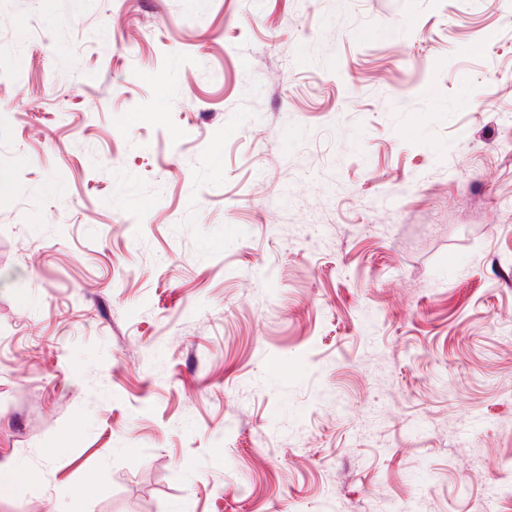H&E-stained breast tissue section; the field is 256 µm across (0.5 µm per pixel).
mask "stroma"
I'll return each instance as SVG.
<instances>
[{
    "label": "stroma",
    "mask_w": 512,
    "mask_h": 512,
    "mask_svg": "<svg viewBox=\"0 0 512 512\" xmlns=\"http://www.w3.org/2000/svg\"><path fill=\"white\" fill-rule=\"evenodd\" d=\"M0 14V512H512V0Z\"/></svg>",
    "instance_id": "35a3bbf8"
}]
</instances>
